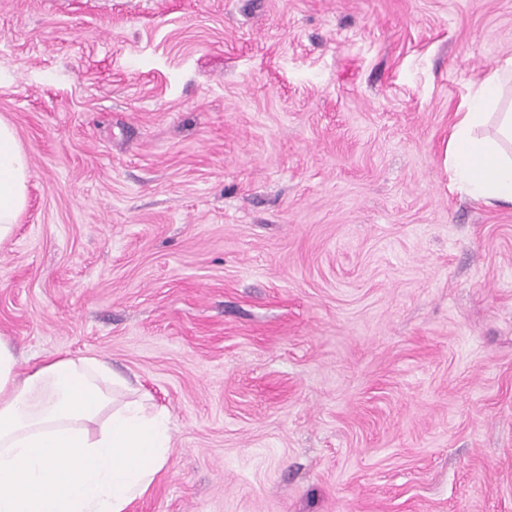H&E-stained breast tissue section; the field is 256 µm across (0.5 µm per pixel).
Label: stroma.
Wrapping results in <instances>:
<instances>
[{"mask_svg":"<svg viewBox=\"0 0 512 512\" xmlns=\"http://www.w3.org/2000/svg\"><path fill=\"white\" fill-rule=\"evenodd\" d=\"M512 0H0L26 376L165 408L128 512H512V205L445 148Z\"/></svg>","mask_w":512,"mask_h":512,"instance_id":"35a3bbf8","label":"stroma"}]
</instances>
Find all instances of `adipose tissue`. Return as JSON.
Wrapping results in <instances>:
<instances>
[{"label": "adipose tissue", "instance_id": "adipose-tissue-1", "mask_svg": "<svg viewBox=\"0 0 512 512\" xmlns=\"http://www.w3.org/2000/svg\"><path fill=\"white\" fill-rule=\"evenodd\" d=\"M512 57L490 67L459 104L446 161L471 199L512 204ZM493 135H483L485 127ZM29 158L0 117V242L26 205ZM0 337V512H126L163 470L170 416L119 400L128 381L91 357L44 360L17 373Z\"/></svg>", "mask_w": 512, "mask_h": 512}]
</instances>
